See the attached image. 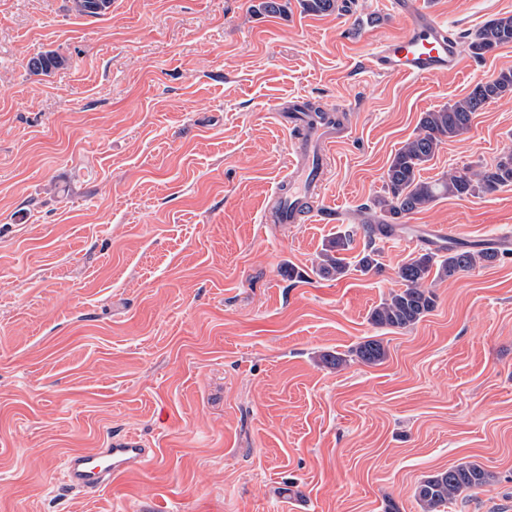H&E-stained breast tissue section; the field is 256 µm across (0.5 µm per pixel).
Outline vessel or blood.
<instances>
[{
	"label": "vessel or blood",
	"instance_id": "1",
	"mask_svg": "<svg viewBox=\"0 0 512 512\" xmlns=\"http://www.w3.org/2000/svg\"><path fill=\"white\" fill-rule=\"evenodd\" d=\"M391 11L402 30L372 48L366 61L371 72L426 80L464 68L460 39L429 8L417 6L415 0H392ZM274 114L284 128L302 129L304 137L294 142L282 172L288 183V201L279 210H264L262 221L302 224L309 213L297 203L323 191L334 151L346 135L340 130L338 112H316L299 99L287 108L275 105ZM149 454V448L135 436L113 437L103 447L68 453L61 466L62 480L72 489L94 495L140 470Z\"/></svg>",
	"mask_w": 512,
	"mask_h": 512
}]
</instances>
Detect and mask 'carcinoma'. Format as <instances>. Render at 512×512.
Instances as JSON below:
<instances>
[{
  "mask_svg": "<svg viewBox=\"0 0 512 512\" xmlns=\"http://www.w3.org/2000/svg\"><path fill=\"white\" fill-rule=\"evenodd\" d=\"M70 10L79 16H103L112 7V0H70ZM302 12L313 15L332 14L344 10L347 0H298ZM512 43V16L487 21L470 38L468 49L479 59L497 48ZM68 58L56 51L41 52L28 60L27 69L33 75H48L64 68ZM512 94V70H503L495 78L480 81L468 94L453 104L422 113L418 131L395 152L385 174V195L373 203L378 213L369 214L363 227L373 241L395 234L393 221L416 213L442 196H472L492 194L512 186V152L476 174L455 170L436 180L422 178L423 165L430 161L442 144L458 137L470 128L475 113L488 104ZM351 236L339 233L331 240L316 268L322 277L340 278L350 268L343 253L349 250ZM500 251L488 247L473 251L465 245L448 246V256L426 251L405 262L398 271L402 288L392 292L370 312V321L380 328L405 329L420 322L436 304V296L427 286L430 275L451 278L472 269L478 262L492 263ZM365 364H377L386 357L383 342L369 337L351 350ZM492 475L481 465L464 463L443 472L424 477L416 490L423 512H447L449 505L464 492L485 486Z\"/></svg>",
  "mask_w": 512,
  "mask_h": 512,
  "instance_id": "1",
  "label": "carcinoma"
}]
</instances>
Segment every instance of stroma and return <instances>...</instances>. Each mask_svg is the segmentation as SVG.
<instances>
[{
	"instance_id": "1",
	"label": "stroma",
	"mask_w": 512,
	"mask_h": 512,
	"mask_svg": "<svg viewBox=\"0 0 512 512\" xmlns=\"http://www.w3.org/2000/svg\"><path fill=\"white\" fill-rule=\"evenodd\" d=\"M344 14L258 0H0V512H423L421 479L474 462L494 481L448 512H512V186L446 196L375 242L380 272L323 278L422 112L512 69V44L428 80L365 66L400 33L388 0ZM461 39L512 0H424ZM54 50L67 68L28 72ZM341 106L311 224H264L291 136L274 101ZM512 151V96L476 113L423 178ZM505 255L429 278L404 330L370 311L421 249ZM381 338L387 356L323 365ZM133 434L155 455L95 497L68 490L75 449ZM70 10L79 16H103L112 7V0H70ZM350 242L351 236L346 232L339 233L331 240L315 270L316 274L330 278L344 276L349 271L350 264L346 261L347 258L343 256V253L349 250Z\"/></svg>"
}]
</instances>
